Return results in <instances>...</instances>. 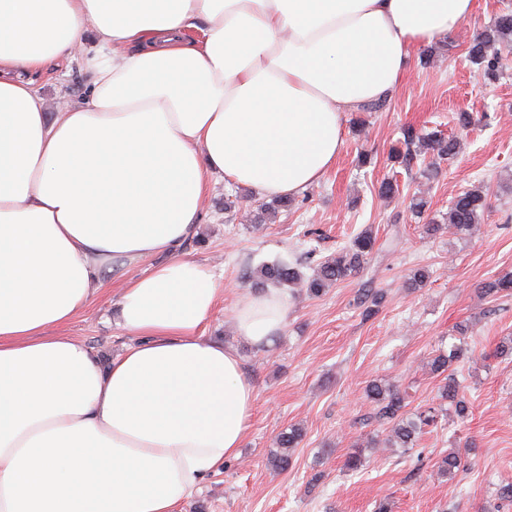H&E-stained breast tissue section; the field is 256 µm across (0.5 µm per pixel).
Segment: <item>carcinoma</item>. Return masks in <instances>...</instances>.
I'll use <instances>...</instances> for the list:
<instances>
[{"label": "carcinoma", "instance_id": "cac0c4a2", "mask_svg": "<svg viewBox=\"0 0 512 512\" xmlns=\"http://www.w3.org/2000/svg\"><path fill=\"white\" fill-rule=\"evenodd\" d=\"M512 45V13H501L486 26L470 43L467 48L468 61L477 66L484 79H497L496 59L501 47ZM400 145L393 148V162L401 167H408L415 156L432 154L440 159H451L457 154V141L435 133H423L413 127H407L402 132ZM487 208L486 193L479 187L469 189L456 196L448 205V212L442 217V223L426 225L430 234L438 233L443 225L461 239L471 237L478 232L484 221ZM375 245V237L371 228L360 230L349 244L339 247L336 252L318 262L312 275L307 276L301 270V262L276 260L266 263L257 270L260 284L300 286L306 289L311 297H320L325 289L345 280L347 277L359 274L367 263V256ZM478 294L485 300H496L512 295V276L504 275L494 280L480 284ZM383 300V294L373 288H364L360 295V303L365 305V315H374ZM462 349L457 348L451 353L439 354L430 362V369L435 373L446 374V383L441 392V398L448 401L454 415L464 420L469 416V406L460 395V385L454 374L448 372L450 363L460 358ZM366 396L372 403L373 410L370 419L380 427L390 428L388 442L399 448H413L419 435L427 426L437 423V410L429 407L416 413L406 411L405 396L389 385L376 381L366 388ZM303 436L301 428L293 426L279 434L276 447L281 452L274 457V463L280 467H288L289 450L296 447ZM462 467L461 456L452 452L440 459L439 471L443 474H453Z\"/></svg>", "mask_w": 512, "mask_h": 512}]
</instances>
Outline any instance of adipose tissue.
Returning <instances> with one entry per match:
<instances>
[{
  "label": "adipose tissue",
  "instance_id": "obj_1",
  "mask_svg": "<svg viewBox=\"0 0 512 512\" xmlns=\"http://www.w3.org/2000/svg\"><path fill=\"white\" fill-rule=\"evenodd\" d=\"M473 0H0V512H179L236 457L256 394L206 330L219 290L179 256L207 179L261 196L319 182L342 118L392 95L415 47ZM201 39L188 43L187 29ZM82 52L84 101L48 114L29 73ZM103 360L68 337L113 262ZM287 297L248 292L239 338L267 348Z\"/></svg>",
  "mask_w": 512,
  "mask_h": 512
}]
</instances>
